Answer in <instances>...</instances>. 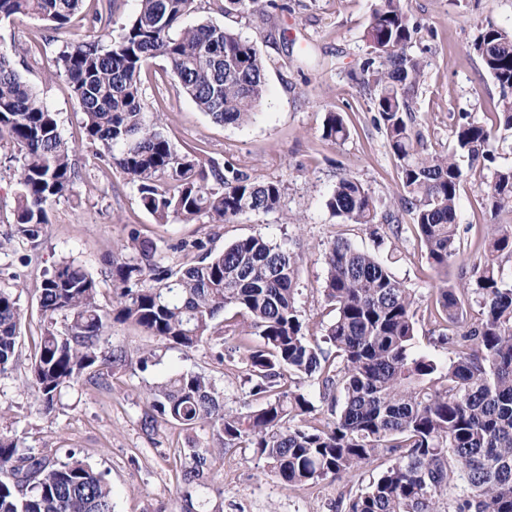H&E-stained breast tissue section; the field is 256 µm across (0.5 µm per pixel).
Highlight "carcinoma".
<instances>
[{"mask_svg": "<svg viewBox=\"0 0 512 512\" xmlns=\"http://www.w3.org/2000/svg\"><path fill=\"white\" fill-rule=\"evenodd\" d=\"M83 0H0V21L28 16L57 29L68 25ZM275 0H224V17L263 14ZM197 0H138L133 17L104 45L79 39L51 51L52 76L71 85L82 110L86 143L135 184L140 205L159 223L207 215L229 221L276 210L278 182H257L230 164L178 151L141 102L140 75L162 58L179 93L215 122L243 125L266 93L267 59L231 25H183ZM473 46L499 89L491 123L463 113L448 153L429 152L413 130L410 92L428 62L407 51L419 25L404 0H380L369 19L371 56L354 79L371 94L386 144L399 161L404 207L427 259L440 272L460 257L457 209L464 173L490 171L482 205L495 219L512 212V166H495L491 142L512 132V31L491 19L475 24ZM20 45L0 49V130L17 151L13 178L16 231L35 239L50 207L77 196L76 149L51 111L15 68ZM348 135L344 120L327 111L322 136ZM348 224H393L367 188L343 176L327 200ZM137 257L109 258L112 296L102 303L99 282L74 260L61 261L41 282L43 328L31 356L27 389L44 409L62 390L129 361L125 350L104 355L98 344L113 322H128L185 349L224 335L216 318L228 307L246 317L237 347L251 384L244 408L224 407V394L201 372H183L152 390L148 423L193 431L212 429L217 444L192 445V465L181 480L199 485L230 451H250L288 487L350 475L380 455L389 465L348 499L346 512H512V285L501 257H512V224L492 222L485 250L468 282L436 288L445 321L435 344L454 358L440 365L413 350L417 302L373 255L335 242L325 249L324 296L335 311L321 347L307 335L294 304L301 256L249 236L177 270L155 262L156 247L131 234ZM474 293L481 313L459 325L464 297ZM63 318L64 329L57 328ZM23 312L0 289V374L16 360ZM257 336L260 341L250 342ZM318 384L330 418L313 425L315 406L305 394ZM0 512H112V488L85 460L65 461L50 448H18L0 433Z\"/></svg>", "mask_w": 512, "mask_h": 512, "instance_id": "cac0c4a2", "label": "carcinoma"}]
</instances>
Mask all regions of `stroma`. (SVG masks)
<instances>
[{
	"label": "stroma",
	"mask_w": 512,
	"mask_h": 512,
	"mask_svg": "<svg viewBox=\"0 0 512 512\" xmlns=\"http://www.w3.org/2000/svg\"><path fill=\"white\" fill-rule=\"evenodd\" d=\"M286 2L287 9L262 18L244 17L236 25L272 60L267 94L251 123L238 127L214 122L178 93V80L163 59H155L141 75L145 110L158 115L178 151H195L218 164H232L253 179L282 183L278 211L250 213L221 224L205 215L188 223L156 222L141 207L130 178L93 157L83 141L77 100L68 83L51 74L45 37H54L59 45L78 34L109 43L134 14L136 0H86L71 27L54 32L26 16L0 22V47H26L15 65L57 112L63 137L76 148L82 175L78 200L53 204L50 222L37 239L20 236L14 224L13 144L9 136H0V288L12 292L24 313L16 366L0 375V432L34 453L44 448L62 455L76 451L111 485L113 512H184L189 504L195 512H344L349 495L365 487L388 460L377 459L353 478L286 489L264 461L235 452L225 455L206 486L183 484L180 448L190 438L209 442L212 432L202 427L189 434L162 421L145 428L149 392L174 373L203 372L223 392L226 408H240L249 399L250 386L235 350L238 333L229 324L223 340L187 350L133 325L113 323L100 340V351L146 352L153 356L152 365L144 369L131 362L113 368L108 387L79 383L52 409H43L24 381L41 331V281L61 260L82 264L108 297L112 280L106 261L129 245L131 231L151 239L158 264L172 269L189 259L193 244L217 253L238 239L261 236L301 254L295 306L310 335L320 337L334 318L323 295L324 252L343 239L375 254L415 295V351L441 364L451 356L431 342L443 327L434 293L441 278L458 281L464 265L483 256L490 220L480 204L485 174L465 172L457 212L462 260L440 275L410 227L411 213L397 205L402 193L397 161L376 112L352 78L370 51L365 30L378 0ZM407 9L420 26L410 51L428 62L414 98L415 125L424 134L426 149L445 152L455 144L461 113L485 123L498 110V89L473 48L474 23L488 17L512 30V0H407ZM98 10L104 19L91 24ZM330 110L344 118L349 130L345 139L323 138L322 120ZM344 175L361 181L380 205H395L403 232L385 224H348L333 215L326 201Z\"/></svg>",
	"instance_id": "stroma-1"
}]
</instances>
